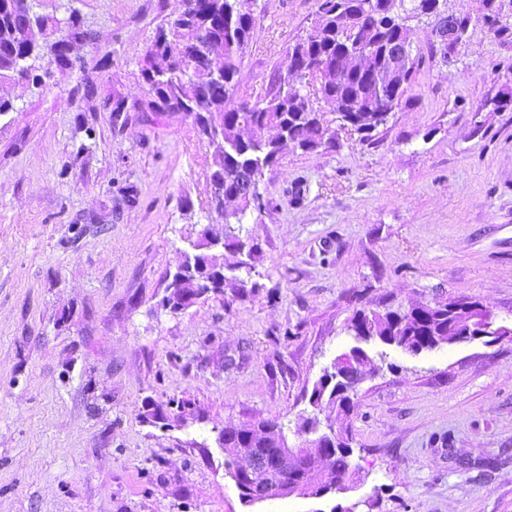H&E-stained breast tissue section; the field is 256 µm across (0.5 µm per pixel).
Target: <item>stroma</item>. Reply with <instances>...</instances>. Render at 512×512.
<instances>
[{
    "mask_svg": "<svg viewBox=\"0 0 512 512\" xmlns=\"http://www.w3.org/2000/svg\"><path fill=\"white\" fill-rule=\"evenodd\" d=\"M177 0H41L76 17L82 67L0 80V512H512V0H447L476 24L423 63L370 140L284 146L270 201L242 235V289L164 306L201 231L214 148L191 116L154 112L142 58ZM316 0H257L243 96L263 98ZM123 111H115V103ZM478 301L506 336L411 355L366 343L376 370L349 410L317 409L323 371L356 341L360 309ZM350 435L351 489L244 504L218 441L225 424L305 419Z\"/></svg>",
    "mask_w": 512,
    "mask_h": 512,
    "instance_id": "stroma-1",
    "label": "stroma"
}]
</instances>
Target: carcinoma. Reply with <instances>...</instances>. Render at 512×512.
Wrapping results in <instances>:
<instances>
[{
    "instance_id": "cac0c4a2",
    "label": "carcinoma",
    "mask_w": 512,
    "mask_h": 512,
    "mask_svg": "<svg viewBox=\"0 0 512 512\" xmlns=\"http://www.w3.org/2000/svg\"><path fill=\"white\" fill-rule=\"evenodd\" d=\"M173 18L158 27L146 54L166 59L163 66L144 64L141 74L153 100L155 112H185L194 117L202 135L214 145L209 180L212 188L237 202L236 210L224 213L229 233L221 245L207 238L203 231L193 243L192 263L181 265L173 274L168 288L169 300L177 305L191 304L208 292H222L224 248L255 258V248L235 231L246 211L262 210L269 205L261 192L254 200L239 196L243 185L252 180L260 184L265 170L273 166L281 153L282 142L311 152L336 147L335 133L324 125L310 96L301 90L302 77L292 71V64L305 62L320 70L317 94L337 102L336 113L343 126L369 139L386 124L384 114L399 108L408 88L415 80L422 57L412 58L396 85L383 81L393 44L413 38L407 25L410 18L425 16L440 23L439 13L446 12L443 0H405L395 4L391 19L381 16V0H317V17L310 30L301 36L286 55L284 66L277 70L275 91L263 101L253 102L237 96L236 76L243 55L253 41L256 30L254 0H179ZM33 22L41 34L57 27V21L31 9L23 0H0V26H18ZM361 49V68L337 63L347 51ZM50 53L63 62L62 51L55 44L42 50L39 44L0 36V78L25 77L37 70L35 62ZM246 127L251 135L242 138L238 129ZM277 137L268 138V129ZM448 305L432 310L417 306L411 310L387 308L383 311H360L350 320L348 331L358 341H378L398 346L414 354L431 350L452 338L448 331ZM345 366L334 362L324 370L314 385L310 400L315 407L327 402L341 409L350 407V393L368 373L372 358L360 346L341 354ZM349 438L337 435L333 448L330 475L339 489L352 480L356 469ZM309 469H266L255 473L254 482L271 478L285 486L298 483Z\"/></svg>"
}]
</instances>
